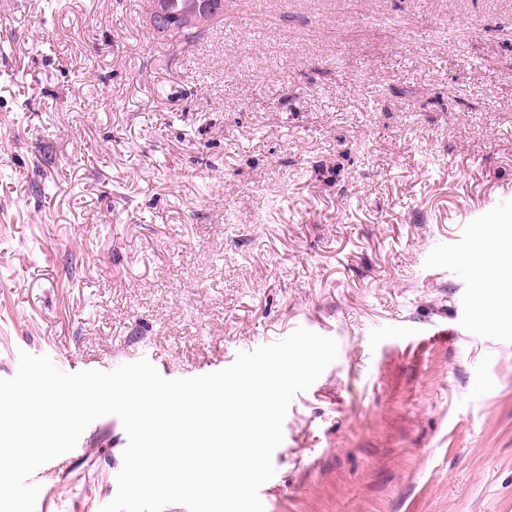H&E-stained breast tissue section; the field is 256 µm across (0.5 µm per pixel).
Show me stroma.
Listing matches in <instances>:
<instances>
[{
	"mask_svg": "<svg viewBox=\"0 0 512 512\" xmlns=\"http://www.w3.org/2000/svg\"><path fill=\"white\" fill-rule=\"evenodd\" d=\"M146 0H0V378L167 379L303 327L265 512H512V0H224L182 46ZM495 224L497 233L481 236ZM35 512H100L98 418ZM486 288L489 289V294L493 298L492 302L485 309L483 316L488 314H494L500 320L511 321V312L508 313L507 310L502 309L497 301V297L499 294L498 289H503L502 287L510 284L512 287V261L506 265H500L496 267V274L493 278H490L489 281L485 280ZM507 312V314H505Z\"/></svg>",
	"mask_w": 512,
	"mask_h": 512,
	"instance_id": "1",
	"label": "stroma"
}]
</instances>
